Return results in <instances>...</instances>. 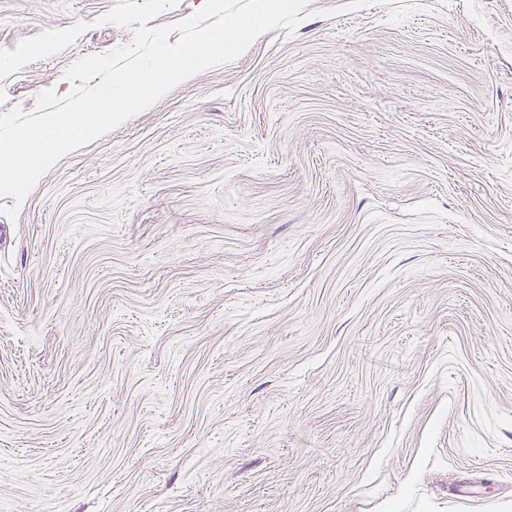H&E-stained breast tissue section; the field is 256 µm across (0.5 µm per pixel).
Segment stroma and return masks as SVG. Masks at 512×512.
<instances>
[{
  "label": "stroma",
  "mask_w": 512,
  "mask_h": 512,
  "mask_svg": "<svg viewBox=\"0 0 512 512\" xmlns=\"http://www.w3.org/2000/svg\"><path fill=\"white\" fill-rule=\"evenodd\" d=\"M116 3L0 0V114ZM300 17L0 198V512H512V0Z\"/></svg>",
  "instance_id": "1"
}]
</instances>
